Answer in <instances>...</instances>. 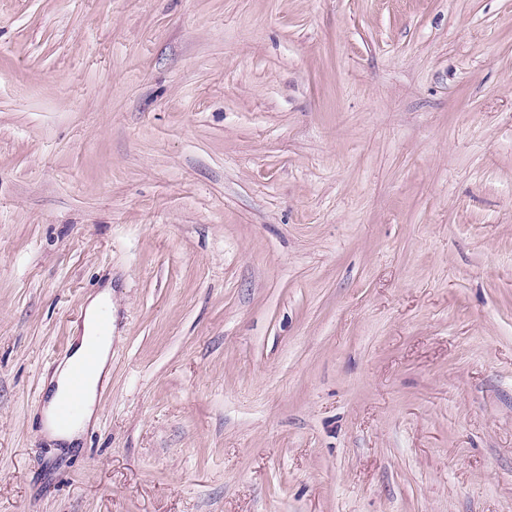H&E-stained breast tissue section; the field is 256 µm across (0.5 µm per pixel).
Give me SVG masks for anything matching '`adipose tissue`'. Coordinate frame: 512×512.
Returning a JSON list of instances; mask_svg holds the SVG:
<instances>
[{
    "mask_svg": "<svg viewBox=\"0 0 512 512\" xmlns=\"http://www.w3.org/2000/svg\"><path fill=\"white\" fill-rule=\"evenodd\" d=\"M112 313V292L105 289L89 297L81 325L74 335L70 354L59 362L48 380L49 397L43 407V425L46 437L59 446L72 448L77 446L85 429L95 418V398L99 386L109 376V356L112 339L108 336L94 337L93 331L103 316ZM95 350L93 364H86L88 350ZM88 365L86 387L82 397L81 409L71 424L60 428L53 424L52 415L57 401L68 392L74 370L80 365Z\"/></svg>",
    "mask_w": 512,
    "mask_h": 512,
    "instance_id": "ef3b65f1",
    "label": "adipose tissue"
}]
</instances>
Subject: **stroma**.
<instances>
[{
	"mask_svg": "<svg viewBox=\"0 0 512 512\" xmlns=\"http://www.w3.org/2000/svg\"><path fill=\"white\" fill-rule=\"evenodd\" d=\"M0 512H512V0H0ZM110 289L111 287L107 286L94 296L88 297L82 323L75 331L70 355L59 362L48 380L49 397L42 410L43 431L50 441L56 442L61 448H77L75 446L79 443L85 429L95 419L94 405L97 389L109 376L112 336H107L110 331L109 322L102 317L107 315L112 322V291ZM99 320L97 335L101 337L96 339L95 357V346L92 345L89 348V345L94 339L92 334ZM85 359L88 364L93 360L94 362L88 369L84 390V370L82 368L75 372L74 370L82 365ZM66 393L67 395L61 398ZM80 406L81 409L77 415ZM52 415L54 424L60 427L74 420L69 426L59 428L52 423Z\"/></svg>",
	"mask_w": 512,
	"mask_h": 512,
	"instance_id": "stroma-1",
	"label": "stroma"
}]
</instances>
